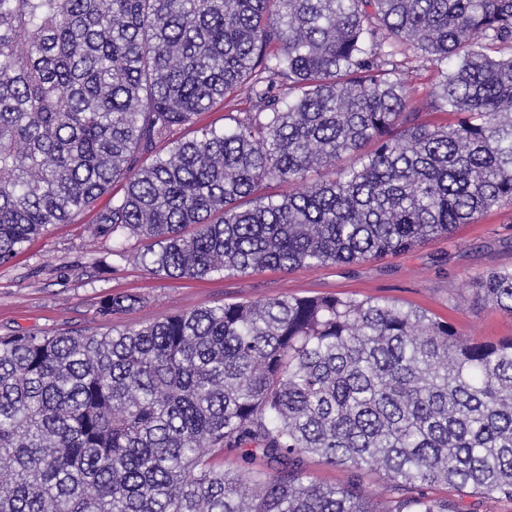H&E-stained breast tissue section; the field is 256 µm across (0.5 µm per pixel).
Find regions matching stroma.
<instances>
[{"instance_id":"obj_1","label":"stroma","mask_w":512,"mask_h":512,"mask_svg":"<svg viewBox=\"0 0 512 512\" xmlns=\"http://www.w3.org/2000/svg\"><path fill=\"white\" fill-rule=\"evenodd\" d=\"M94 220L90 210L75 223L51 225L0 264V335L104 332L116 323L142 324L224 302L335 294L416 306L482 341L512 336V315L473 295L488 272L512 269L510 204L396 256L184 280L113 257L111 239L92 235ZM116 292L137 296V304L121 315H103L101 301Z\"/></svg>"}]
</instances>
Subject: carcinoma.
<instances>
[{
	"instance_id": "obj_1",
	"label": "carcinoma",
	"mask_w": 512,
	"mask_h": 512,
	"mask_svg": "<svg viewBox=\"0 0 512 512\" xmlns=\"http://www.w3.org/2000/svg\"><path fill=\"white\" fill-rule=\"evenodd\" d=\"M409 54L439 66L422 102ZM116 183L95 234L169 279L446 236L512 204V0H0V264ZM473 291L512 313V270ZM437 484L512 501V337L352 296L0 336V512H448ZM250 104L244 95H239L233 99L226 100L224 103L217 104L211 111L201 113L193 128L202 126L216 125L217 127L224 126V114L228 112H248ZM193 128H182L177 130L176 137L191 138L193 136ZM306 469L312 480L324 484H344L350 477L345 469L324 464L315 457L308 458ZM364 489L372 492L374 501L380 502L389 493L390 482L383 472H368L361 478Z\"/></svg>"
}]
</instances>
